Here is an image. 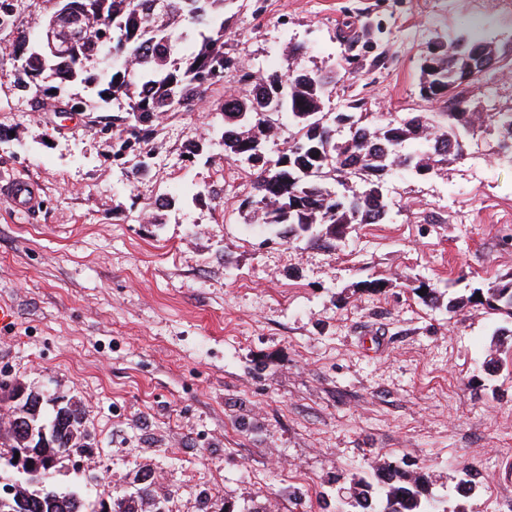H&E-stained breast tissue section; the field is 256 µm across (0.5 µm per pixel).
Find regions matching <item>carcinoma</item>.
<instances>
[{"mask_svg":"<svg viewBox=\"0 0 512 512\" xmlns=\"http://www.w3.org/2000/svg\"><path fill=\"white\" fill-rule=\"evenodd\" d=\"M229 0H80L84 20L64 21L63 43L77 50L66 63L50 56L33 37L53 13L31 18V30H22L9 46V55L21 64L16 86L21 91L43 89L49 98H60L69 85L91 79L88 66L101 56L106 36L112 37V57L119 65L103 75L102 101H127L123 115L112 116V127L123 128L131 138L156 131L161 116L188 112L205 98L212 86L233 79L236 93L224 96L219 109L223 125L218 131L224 157L249 161L252 143H266L282 135L281 125L268 120L270 97L283 95L288 114L286 149L266 157L257 168L255 194L244 204L252 217L290 238L310 243L336 239L351 224H386L393 217L384 197L382 180L393 170L415 178L435 174L448 159L463 156L469 137L480 131L496 137L503 151L512 152V110L470 112L456 84L442 93L448 73L465 65L458 52L441 50L433 71H422L419 94L426 101H441L444 112L410 114L383 124L372 113L359 112L358 100L347 102V112H325L330 91L343 74L332 64L315 69L289 66L260 74L224 51V36L233 17H224ZM507 67L493 53H485L483 68L472 80H490ZM331 115V122L323 121ZM347 125L350 135L336 139V126ZM351 177L365 182L364 190L349 195L330 189L328 181L344 186ZM480 305L492 315L512 320V278L487 289L475 288L467 298L448 297V310L465 303ZM81 409L74 405L61 418L55 411H41L42 422L56 427L58 447H77ZM56 455L41 459L45 485L25 512H88L81 494L55 483ZM354 492L336 505V512H448L430 496L425 473L385 465L376 479L353 480ZM152 499L150 484L126 498L112 500V512H143Z\"/></svg>","mask_w":512,"mask_h":512,"instance_id":"cac0c4a2","label":"carcinoma"}]
</instances>
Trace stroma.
<instances>
[{"label": "stroma", "mask_w": 512, "mask_h": 512, "mask_svg": "<svg viewBox=\"0 0 512 512\" xmlns=\"http://www.w3.org/2000/svg\"><path fill=\"white\" fill-rule=\"evenodd\" d=\"M46 8L20 0L0 28V180L31 179L44 199L28 215L0 196V303L17 313L0 328V382L81 406L84 445L57 485L93 508L148 479L166 512H335L353 479L391 464L429 474L440 502L470 478L464 512H512V335L482 307L448 308L512 278V156L476 135L438 176L385 179L392 223L289 239L249 220L254 170L225 161L212 100L169 113L119 165L100 131L119 104L98 82L66 88L86 105L67 120L20 94L7 49ZM229 10L226 52L265 71L303 44L301 66L351 73L328 109L354 98L380 122L442 111L419 95L430 43L470 31L512 51L506 0ZM464 97L510 109L512 76ZM493 355L503 365L485 373Z\"/></svg>", "instance_id": "stroma-1"}]
</instances>
